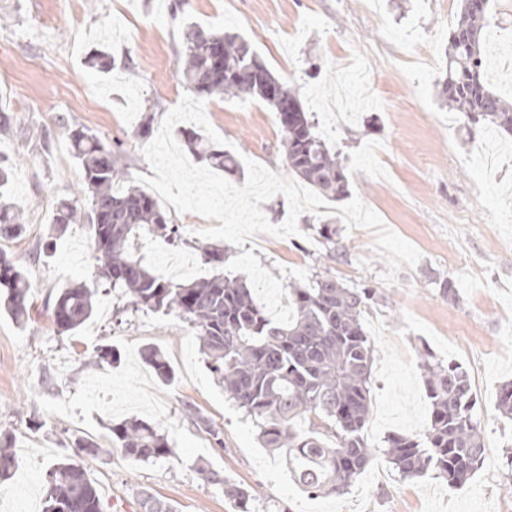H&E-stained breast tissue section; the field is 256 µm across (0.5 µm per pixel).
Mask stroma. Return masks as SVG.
Returning <instances> with one entry per match:
<instances>
[{"label": "stroma", "mask_w": 512, "mask_h": 512, "mask_svg": "<svg viewBox=\"0 0 512 512\" xmlns=\"http://www.w3.org/2000/svg\"><path fill=\"white\" fill-rule=\"evenodd\" d=\"M171 3L0 0V109L13 117L0 130V158L13 167L8 193L23 224L18 237L0 239V249L34 278L28 323L0 315V434L13 435L17 459L0 491L15 496L17 512H42L46 473L70 443L88 438L108 447L109 425L137 417L160 426L173 456L145 463L116 451L83 460L101 502L127 512H142L147 494L173 512H237L223 489L201 478L202 465L253 488L254 512H489L494 503L512 512L497 503L495 489L512 481V421L495 406L499 385L512 379V135L467 130L437 95L458 0H189L177 16ZM190 22L252 42L341 154L350 194L421 254L385 283L372 231L307 212L300 235L267 237L263 250L252 239L233 248L225 273L247 276L273 313L287 307L290 284L327 269L346 286L378 289L381 301L364 315L365 328L377 320L386 328L373 338L368 444L424 433L429 403L418 351L426 347L468 372L496 473L481 469L454 490L431 473L402 479L379 455L345 494L313 495L263 448L257 426L225 397L194 332L176 316L127 312L109 294L76 336L55 332L49 309L57 289L96 270L92 250L82 247L88 225L46 237L59 199L83 183L65 128L123 140L129 179L150 174L143 144L130 133L146 106H159L160 121L186 94L177 59ZM95 49L110 51L114 70L87 71ZM205 111L230 152L282 172L279 125L266 104L211 97ZM167 212L182 227V244L149 234L137 243L144 262L161 271L169 257L196 255L210 225L172 206ZM319 223L338 225L346 247L328 267L320 261ZM442 279L456 283L457 304L442 295ZM103 345L116 362L88 364L87 353ZM147 346L165 354L171 382L143 362ZM188 403L221 431L223 448L196 429Z\"/></svg>", "instance_id": "35a3bbf8"}]
</instances>
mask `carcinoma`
<instances>
[{
    "label": "carcinoma",
    "instance_id": "cac0c4a2",
    "mask_svg": "<svg viewBox=\"0 0 512 512\" xmlns=\"http://www.w3.org/2000/svg\"><path fill=\"white\" fill-rule=\"evenodd\" d=\"M476 11L460 0L458 20L449 35L447 63L439 97L448 110L466 122L483 123L512 134V104L494 93L484 79L482 33L489 23L490 3ZM182 80L201 96L241 101L259 100L275 112L281 132L283 165L320 194L340 201L349 195L345 164L316 132V125L300 104L297 93L265 65L249 40L228 33L186 25L180 52ZM154 108H146L132 136L148 140L153 132ZM193 156L215 170L233 175L238 158L192 129L181 130ZM72 150L84 171L83 189L61 199L48 237L81 221L89 225L97 260L95 280L77 279L59 289L51 319L60 335H71L96 309L98 297L115 293L126 297L136 311L175 314L195 330L199 348L224 395L259 428L262 445L283 456L295 484L312 493L343 494L376 454L385 457L404 480L429 471L453 489L465 487L483 467L487 448L477 417L468 372L458 363H444L428 350L420 354L430 403L427 431L422 436L392 434L384 446L371 448L363 430L370 419V379L375 347L363 327V314L377 303L376 289L349 288L328 272L315 274L304 286L288 289L293 316L288 322L271 320L243 276L224 275L230 246L198 247L214 265V275L201 282L183 283L143 265L135 247L142 232H158L171 244L182 240L180 225L146 191L126 181L121 158L123 142L104 144L81 129H68ZM13 175L0 165V238L19 235V210L7 197ZM317 234L330 260L342 257L336 225L320 224ZM31 284L27 273L0 250V309L16 323L29 317ZM144 362L159 380L173 379L163 352L143 350ZM498 412L512 420V382L500 385ZM196 428L211 435L219 448L224 439L210 420L189 410ZM305 418L310 430L301 434L295 422ZM109 448L77 438L72 457L48 473L45 512H106L80 459L117 449L140 462H156L172 454L160 429L131 419L109 427ZM11 437L0 440V478L14 467ZM202 478L224 487L238 512H252L253 491L200 467Z\"/></svg>",
    "mask_w": 512,
    "mask_h": 512
}]
</instances>
